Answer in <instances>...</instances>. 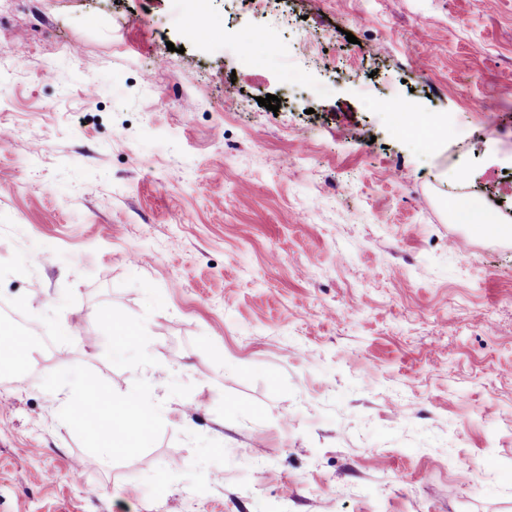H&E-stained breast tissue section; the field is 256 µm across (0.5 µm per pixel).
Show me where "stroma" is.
<instances>
[{
	"label": "stroma",
	"mask_w": 512,
	"mask_h": 512,
	"mask_svg": "<svg viewBox=\"0 0 512 512\" xmlns=\"http://www.w3.org/2000/svg\"><path fill=\"white\" fill-rule=\"evenodd\" d=\"M206 17L195 42L169 0H0V330L37 349L0 369V512H512V239L451 215L470 194L512 225V0ZM245 38L256 65L224 48ZM43 373L160 419L96 465L20 382Z\"/></svg>",
	"instance_id": "obj_1"
}]
</instances>
